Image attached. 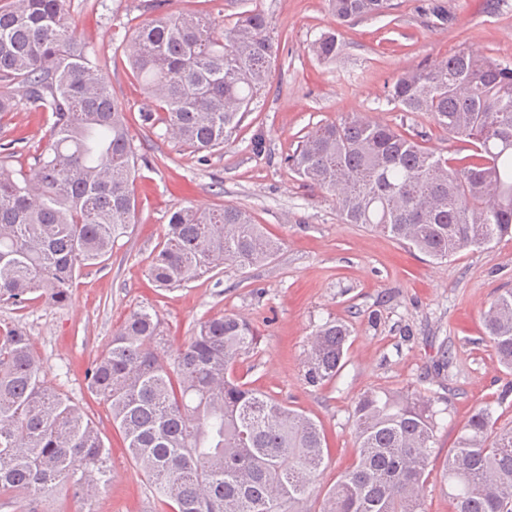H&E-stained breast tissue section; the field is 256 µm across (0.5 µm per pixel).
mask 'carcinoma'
Returning <instances> with one entry per match:
<instances>
[{
    "label": "carcinoma",
    "mask_w": 512,
    "mask_h": 512,
    "mask_svg": "<svg viewBox=\"0 0 512 512\" xmlns=\"http://www.w3.org/2000/svg\"><path fill=\"white\" fill-rule=\"evenodd\" d=\"M336 23L381 17L389 0H328ZM131 67L167 127L198 156L224 148L265 86L277 53L258 9L224 24L209 13H161L133 28ZM229 49H224V46ZM312 52L341 54L335 30ZM69 26L65 0L0 6V118L31 104L50 114L34 156L38 193L7 167L0 144V302L59 303L81 269L101 264L136 214V148L125 112L103 76L107 62ZM385 100L410 121L405 133L353 116L318 122L285 165L335 196L348 224H369L435 260L512 238V61L462 48L433 67L407 70ZM467 144L448 158L426 146L423 120ZM279 242L237 206L171 212L148 276L174 289L228 264L273 258ZM483 323L498 364L512 374V291ZM350 329H316L303 360L305 385L321 388L343 367ZM157 316L133 312L85 369L87 389L108 405L113 427L147 480L155 512H310L325 470L320 422L254 389L235 367L257 349L250 321L212 316L171 361ZM30 339L0 334V497L50 512L61 486L85 494L107 483L111 448L80 406L47 386ZM438 399L421 390L369 387L353 401L357 455L323 494L318 512H424ZM453 512H512V425L492 406L468 418L440 474Z\"/></svg>",
    "instance_id": "carcinoma-1"
}]
</instances>
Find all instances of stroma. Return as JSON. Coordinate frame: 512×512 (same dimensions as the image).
<instances>
[{"mask_svg":"<svg viewBox=\"0 0 512 512\" xmlns=\"http://www.w3.org/2000/svg\"><path fill=\"white\" fill-rule=\"evenodd\" d=\"M151 0H67L77 35L107 58L104 75L126 108L138 148L135 222L109 260L85 269L66 301L0 302V332L22 329L37 352L46 382L88 410L112 448V479L103 492L112 512H153L147 483L129 458L110 411L86 389L83 370L105 350L133 311L160 318L170 360L198 324L216 314L248 319L258 351L236 373L254 388L305 410L323 425L328 467L308 505L317 512L329 484L354 460L352 402L370 386L432 391L444 409L428 468L426 512H450L439 475L471 413L496 399L512 376L498 366L481 313L512 289V240L432 261L362 224L344 223L336 199L310 187L285 167L299 136L317 122L352 115L400 125L402 114L384 98V85L401 72L433 65L467 47L512 60V0H442L446 25H433L425 0H392L379 19L337 25L325 0H163L173 13L206 11L232 22L239 13H266L278 52L265 88L223 150L198 162L166 133L163 122L142 126L151 99L130 67L132 28L152 18ZM338 29L341 55L318 60L312 42ZM45 113L27 106L0 119L1 138H24L27 149L10 166L35 178L29 153L46 130ZM265 149L253 153V134ZM224 205L248 210L280 241L274 259L246 268L223 266L182 288L155 287L149 257L163 241L170 210ZM349 324L346 363L336 382L304 384L307 338L325 322ZM452 353L439 368L441 350Z\"/></svg>","mask_w":512,"mask_h":512,"instance_id":"obj_1","label":"stroma"}]
</instances>
